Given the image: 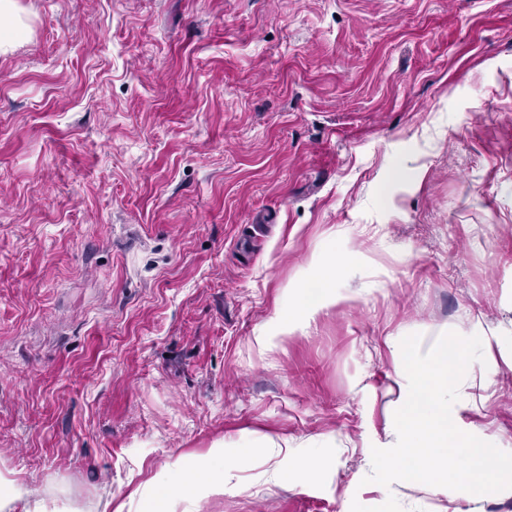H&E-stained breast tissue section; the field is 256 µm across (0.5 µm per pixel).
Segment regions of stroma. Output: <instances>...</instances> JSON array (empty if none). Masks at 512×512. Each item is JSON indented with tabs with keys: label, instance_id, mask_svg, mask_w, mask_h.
<instances>
[{
	"label": "stroma",
	"instance_id": "35a3bbf8",
	"mask_svg": "<svg viewBox=\"0 0 512 512\" xmlns=\"http://www.w3.org/2000/svg\"><path fill=\"white\" fill-rule=\"evenodd\" d=\"M0 55V478L135 512L177 458L274 437L187 512H454L365 483L397 348L491 341L462 397L512 453V0H18ZM352 258L346 301L258 328ZM0 18L7 20L0 27V54H6L19 42L24 41L29 33V25L17 5V0L0 1ZM315 268V280L322 284V295L319 301L310 304L305 299V288H292L299 293L301 300L295 310L287 313L280 312L272 317L265 326L253 337L255 345L259 350L265 351L275 345L284 336H290L304 329L311 320L325 307L335 305L337 302L346 301L347 296L336 288L335 276L330 273L319 257L312 261ZM336 461L328 455L315 454H285L284 458L270 471L269 481L278 484L294 475L323 474L335 466Z\"/></svg>",
	"mask_w": 512,
	"mask_h": 512
}]
</instances>
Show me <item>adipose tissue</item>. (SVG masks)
Returning <instances> with one entry per match:
<instances>
[{
  "mask_svg": "<svg viewBox=\"0 0 512 512\" xmlns=\"http://www.w3.org/2000/svg\"><path fill=\"white\" fill-rule=\"evenodd\" d=\"M316 278L322 284V295L316 303L299 300L295 310L278 313L255 335L254 343L265 351L284 336L304 329L325 307L344 301L345 296L336 287V279L320 259H313ZM255 442H246L238 453L228 454L223 446L210 448L203 465L188 466L175 461L165 485L141 496L137 512H176L178 505L185 500L221 496L236 490L235 474L244 468L255 449ZM335 461L329 456L293 453L284 458L270 471L269 481L280 483L294 475H317L334 467Z\"/></svg>",
  "mask_w": 512,
  "mask_h": 512,
  "instance_id": "ef3b65f1",
  "label": "adipose tissue"
}]
</instances>
